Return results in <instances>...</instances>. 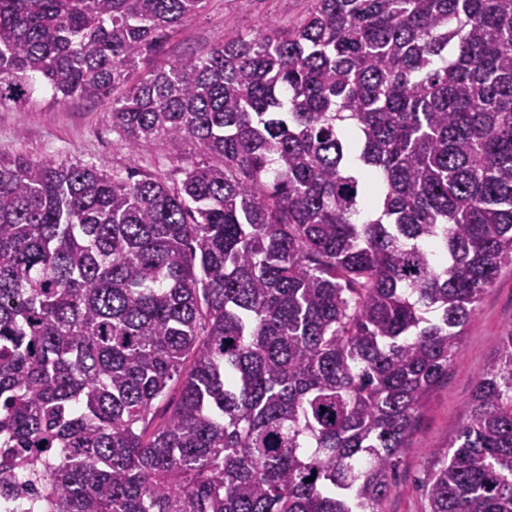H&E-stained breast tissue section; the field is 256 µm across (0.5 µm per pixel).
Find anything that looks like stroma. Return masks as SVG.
I'll return each instance as SVG.
<instances>
[{
	"label": "stroma",
	"instance_id": "1",
	"mask_svg": "<svg viewBox=\"0 0 512 512\" xmlns=\"http://www.w3.org/2000/svg\"><path fill=\"white\" fill-rule=\"evenodd\" d=\"M308 6L309 0H208L204 10L171 37L165 57L179 58L222 37L250 36L269 23L292 24ZM1 151L36 160L102 164L107 170L121 173L134 161L174 170L185 149L179 143L158 141L142 147L138 157H131L124 139L113 132L102 103L77 97L59 102L47 87L40 85L29 102L0 107ZM511 328L509 264L483 295L447 375L427 395L421 417L401 452L383 512H422V484L429 470L426 452L447 447L469 412L477 379L496 359L499 336Z\"/></svg>",
	"mask_w": 512,
	"mask_h": 512
}]
</instances>
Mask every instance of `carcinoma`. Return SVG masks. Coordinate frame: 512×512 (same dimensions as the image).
I'll return each instance as SVG.
<instances>
[{"label": "carcinoma", "instance_id": "carcinoma-1", "mask_svg": "<svg viewBox=\"0 0 512 512\" xmlns=\"http://www.w3.org/2000/svg\"><path fill=\"white\" fill-rule=\"evenodd\" d=\"M205 2L0 0L1 106L39 78L196 156L0 152L15 512H382L512 263V0H311L130 81ZM430 456L424 512H512V330ZM184 152V146L180 143L158 141L142 147L137 161L143 166L154 167L156 165L168 172H172L175 165H177L176 159L182 156Z\"/></svg>", "mask_w": 512, "mask_h": 512}]
</instances>
